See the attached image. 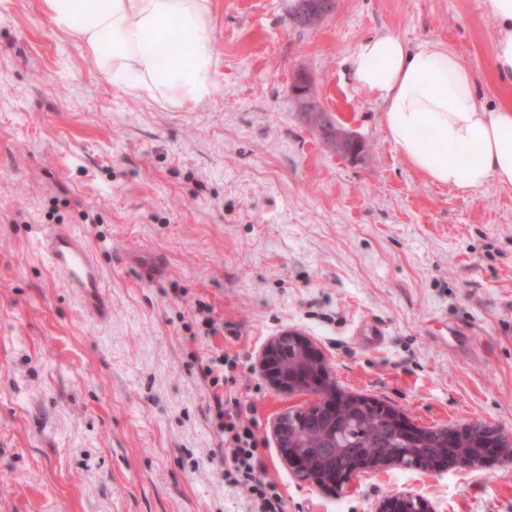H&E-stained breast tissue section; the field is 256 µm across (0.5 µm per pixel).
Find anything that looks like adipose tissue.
Returning a JSON list of instances; mask_svg holds the SVG:
<instances>
[{
	"mask_svg": "<svg viewBox=\"0 0 512 512\" xmlns=\"http://www.w3.org/2000/svg\"><path fill=\"white\" fill-rule=\"evenodd\" d=\"M60 32L76 36L98 71L125 91L185 106L211 95L215 57L209 0H44ZM497 29L491 67L512 84V0H487ZM358 90L379 98L387 139L433 183L512 187V103L488 105L452 45H411L386 32L348 62Z\"/></svg>",
	"mask_w": 512,
	"mask_h": 512,
	"instance_id": "ef3b65f1",
	"label": "adipose tissue"
}]
</instances>
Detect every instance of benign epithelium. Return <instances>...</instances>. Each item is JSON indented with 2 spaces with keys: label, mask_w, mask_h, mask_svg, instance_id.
I'll return each instance as SVG.
<instances>
[{
  "label": "benign epithelium",
  "mask_w": 512,
  "mask_h": 512,
  "mask_svg": "<svg viewBox=\"0 0 512 512\" xmlns=\"http://www.w3.org/2000/svg\"><path fill=\"white\" fill-rule=\"evenodd\" d=\"M260 367L270 385L277 390L307 396L308 403L299 412L320 418L312 449L302 447L288 430V414H281L273 422L272 432L285 464L302 481L342 490L356 474L364 471L410 466L433 473L462 462L477 469L492 458L512 461V436L502 433L475 437L480 451L472 454L461 448H416L408 455L411 459L408 465L401 456L388 451L369 453L361 448H342L336 441V414L349 407H376L377 402L337 389L321 351L297 332H285L269 341L261 354ZM383 411L389 421L409 437L421 435L419 426L396 408L386 405ZM378 512H429V505L419 498L399 494L385 498Z\"/></svg>",
  "instance_id": "1"
}]
</instances>
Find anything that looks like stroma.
Wrapping results in <instances>:
<instances>
[{"label":"stroma","instance_id":"1","mask_svg":"<svg viewBox=\"0 0 512 512\" xmlns=\"http://www.w3.org/2000/svg\"><path fill=\"white\" fill-rule=\"evenodd\" d=\"M292 5L210 0L213 92L187 110L105 80L43 0H0V512H251L224 480L200 370L225 353L285 512H376L394 493L512 512V464L365 471L347 493L281 460L272 422L305 398L274 390L259 357L286 331L311 338L347 392L424 427L512 435V188L428 181L346 76L357 46L389 31L452 43L483 98L512 99L491 69L486 0H336L312 29ZM302 74L359 157L300 112ZM51 224L86 234L108 324L39 252ZM367 325L380 346L361 341Z\"/></svg>","mask_w":512,"mask_h":512}]
</instances>
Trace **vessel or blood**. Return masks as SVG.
Returning a JSON list of instances; mask_svg holds the SVG:
<instances>
[{"label": "vessel or blood", "mask_w": 512, "mask_h": 512, "mask_svg": "<svg viewBox=\"0 0 512 512\" xmlns=\"http://www.w3.org/2000/svg\"><path fill=\"white\" fill-rule=\"evenodd\" d=\"M39 249L86 312L99 322H109L112 307L103 289L101 269L85 235L66 224H51L39 240Z\"/></svg>", "instance_id": "b4317fda"}]
</instances>
